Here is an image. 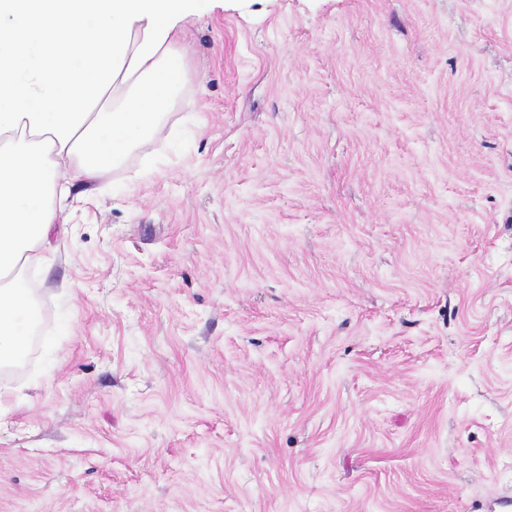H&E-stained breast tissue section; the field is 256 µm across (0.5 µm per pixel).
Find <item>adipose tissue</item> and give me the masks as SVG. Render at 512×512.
Here are the masks:
<instances>
[{
	"mask_svg": "<svg viewBox=\"0 0 512 512\" xmlns=\"http://www.w3.org/2000/svg\"><path fill=\"white\" fill-rule=\"evenodd\" d=\"M187 0H0V364L39 320L22 272L49 262L72 186L155 132L187 77Z\"/></svg>",
	"mask_w": 512,
	"mask_h": 512,
	"instance_id": "ef3b65f1",
	"label": "adipose tissue"
}]
</instances>
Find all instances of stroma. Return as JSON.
Wrapping results in <instances>:
<instances>
[{
    "label": "stroma",
    "mask_w": 512,
    "mask_h": 512,
    "mask_svg": "<svg viewBox=\"0 0 512 512\" xmlns=\"http://www.w3.org/2000/svg\"><path fill=\"white\" fill-rule=\"evenodd\" d=\"M0 374V512H512V0H204Z\"/></svg>",
    "instance_id": "35a3bbf8"
}]
</instances>
